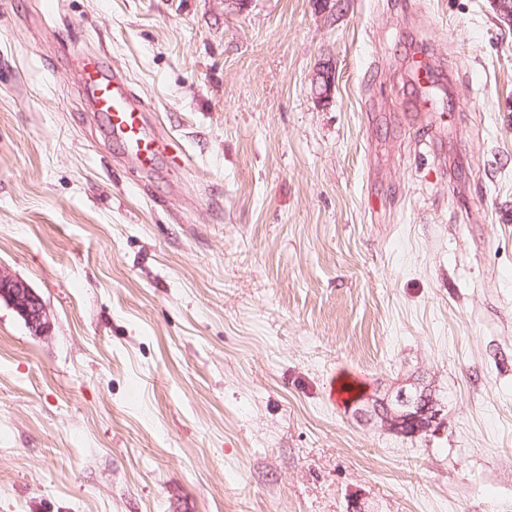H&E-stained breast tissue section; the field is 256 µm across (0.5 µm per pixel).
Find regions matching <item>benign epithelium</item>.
<instances>
[{
  "label": "benign epithelium",
  "instance_id": "benign-epithelium-1",
  "mask_svg": "<svg viewBox=\"0 0 512 512\" xmlns=\"http://www.w3.org/2000/svg\"><path fill=\"white\" fill-rule=\"evenodd\" d=\"M333 88L332 71L318 74L314 90L318 98H326ZM0 301L6 303L37 334L43 332L46 309L40 296L21 278L0 267ZM373 411L381 427L404 436H419L431 431L439 420L441 409L432 390L419 382L401 385L390 396L373 403Z\"/></svg>",
  "mask_w": 512,
  "mask_h": 512
}]
</instances>
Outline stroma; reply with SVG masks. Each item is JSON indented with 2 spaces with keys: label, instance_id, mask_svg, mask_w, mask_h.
Wrapping results in <instances>:
<instances>
[{
  "label": "stroma",
  "instance_id": "stroma-1",
  "mask_svg": "<svg viewBox=\"0 0 512 512\" xmlns=\"http://www.w3.org/2000/svg\"><path fill=\"white\" fill-rule=\"evenodd\" d=\"M83 48L168 135L153 169ZM0 267L48 318L0 302V512H512L492 0H0ZM412 379L439 425L381 430ZM104 56L93 49L76 53L83 97L101 120L106 135L126 152L135 153L142 165L151 169L164 154L163 135L148 121L147 111L127 77L110 68ZM0 301H3L37 334L45 327L46 309L40 296L21 278L0 267Z\"/></svg>",
  "mask_w": 512,
  "mask_h": 512
}]
</instances>
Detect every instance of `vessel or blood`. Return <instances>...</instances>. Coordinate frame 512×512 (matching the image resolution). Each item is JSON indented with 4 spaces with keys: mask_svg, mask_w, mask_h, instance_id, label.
Returning <instances> with one entry per match:
<instances>
[{
    "mask_svg": "<svg viewBox=\"0 0 512 512\" xmlns=\"http://www.w3.org/2000/svg\"><path fill=\"white\" fill-rule=\"evenodd\" d=\"M76 57L83 97L106 135L135 153L145 168H153L162 155V134L148 121L127 77L110 68L96 50L79 51Z\"/></svg>",
    "mask_w": 512,
    "mask_h": 512,
    "instance_id": "vessel-or-blood-1",
    "label": "vessel or blood"
}]
</instances>
